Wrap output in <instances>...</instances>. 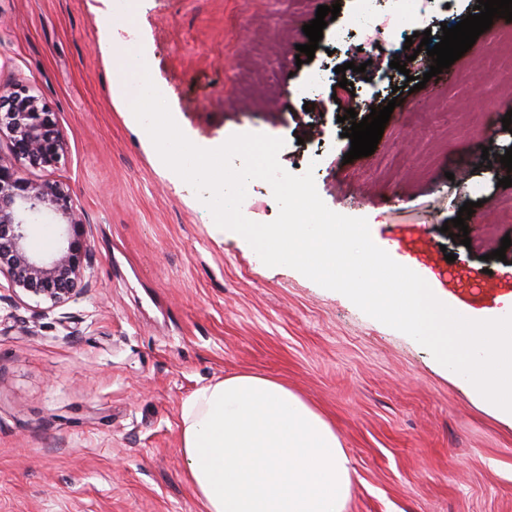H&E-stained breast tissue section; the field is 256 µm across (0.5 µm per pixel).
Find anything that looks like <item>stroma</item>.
<instances>
[{
	"label": "stroma",
	"instance_id": "obj_1",
	"mask_svg": "<svg viewBox=\"0 0 512 512\" xmlns=\"http://www.w3.org/2000/svg\"><path fill=\"white\" fill-rule=\"evenodd\" d=\"M340 4L311 62L309 0H139L134 24L109 31L102 0H0V95L33 87L67 147L31 181L66 184L91 244L82 298L33 314L0 288V512H202L180 425L201 386L241 373L279 381L332 425L351 467L345 512H512V423L500 419L422 345L287 266L269 267L234 232H211L195 190L167 174L113 89L109 44L142 50L171 114L199 147L231 135L283 139L290 173L312 171L334 212L370 234L449 303L477 320L512 295V221L470 245L442 233L467 201L512 205L501 155L505 90L462 73L512 53L489 30L441 75L418 53L391 68L405 38L337 37L357 0ZM477 0H426L417 31H439ZM358 117L400 98L374 154L352 162L332 84L310 74L353 58ZM423 77L411 92L408 77ZM454 261H447L446 253Z\"/></svg>",
	"mask_w": 512,
	"mask_h": 512
}]
</instances>
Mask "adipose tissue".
I'll return each mask as SVG.
<instances>
[{
	"mask_svg": "<svg viewBox=\"0 0 512 512\" xmlns=\"http://www.w3.org/2000/svg\"><path fill=\"white\" fill-rule=\"evenodd\" d=\"M181 448L203 512H344L351 470L338 437L270 378L197 389L182 406Z\"/></svg>",
	"mask_w": 512,
	"mask_h": 512,
	"instance_id": "adipose-tissue-1",
	"label": "adipose tissue"
}]
</instances>
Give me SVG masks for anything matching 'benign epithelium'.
<instances>
[{"label":"benign epithelium","instance_id":"obj_1","mask_svg":"<svg viewBox=\"0 0 512 512\" xmlns=\"http://www.w3.org/2000/svg\"><path fill=\"white\" fill-rule=\"evenodd\" d=\"M3 135L9 139L10 153H0V276L6 278L16 297L35 303L37 315L43 303L56 307L79 298L91 248L68 186L32 182L21 176L24 168L55 165L64 156L66 142L55 113L26 90L7 99L0 97V137ZM50 213L66 219L67 245L42 258L27 248V226Z\"/></svg>","mask_w":512,"mask_h":512}]
</instances>
